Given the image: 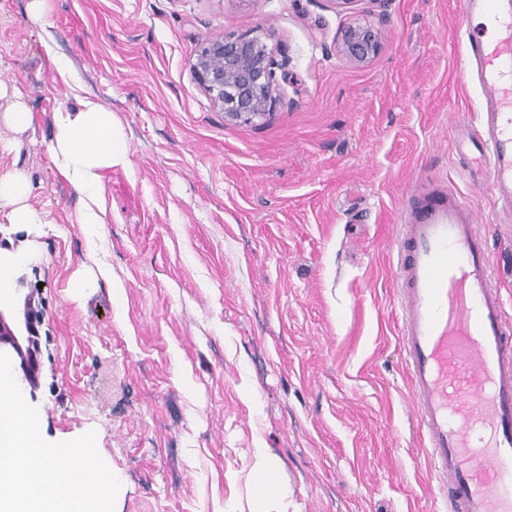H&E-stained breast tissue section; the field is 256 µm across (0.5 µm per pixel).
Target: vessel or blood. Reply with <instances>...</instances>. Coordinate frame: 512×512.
Here are the masks:
<instances>
[{"instance_id": "b4317fda", "label": "vessel or blood", "mask_w": 512, "mask_h": 512, "mask_svg": "<svg viewBox=\"0 0 512 512\" xmlns=\"http://www.w3.org/2000/svg\"><path fill=\"white\" fill-rule=\"evenodd\" d=\"M483 36L468 52L483 91L471 141L480 177L512 205V0H465ZM400 351L446 512H512V320L472 205L441 186L414 195L397 239Z\"/></svg>"}]
</instances>
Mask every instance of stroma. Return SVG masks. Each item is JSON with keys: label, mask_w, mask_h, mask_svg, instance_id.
<instances>
[{"label": "stroma", "mask_w": 512, "mask_h": 512, "mask_svg": "<svg viewBox=\"0 0 512 512\" xmlns=\"http://www.w3.org/2000/svg\"><path fill=\"white\" fill-rule=\"evenodd\" d=\"M382 15L375 57L337 56L345 27ZM230 31L288 62L266 119L225 121L193 77L200 41ZM0 86V113L18 97L33 116L0 175L23 169L43 217L0 207L46 317L31 404L46 441L95 432L114 512H261L260 443L293 512H438L400 356L412 193L472 202L512 317V213L468 175L481 88L462 0H48L39 18L0 0ZM83 96L125 136L94 233L49 153Z\"/></svg>", "instance_id": "35a3bbf8"}]
</instances>
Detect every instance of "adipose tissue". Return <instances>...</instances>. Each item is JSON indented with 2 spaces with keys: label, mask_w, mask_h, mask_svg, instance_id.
Wrapping results in <instances>:
<instances>
[{
  "label": "adipose tissue",
  "mask_w": 512,
  "mask_h": 512,
  "mask_svg": "<svg viewBox=\"0 0 512 512\" xmlns=\"http://www.w3.org/2000/svg\"><path fill=\"white\" fill-rule=\"evenodd\" d=\"M50 154L56 168L85 202L81 223L91 226L102 223L103 173L125 155L123 136L113 123L111 111L100 101L85 98L77 111L56 113ZM30 193L25 171L17 169L0 176V201L11 204V223L21 226L41 223V216L29 204ZM253 455L254 475L268 512H288L290 504L277 464L267 449H254Z\"/></svg>",
  "instance_id": "ef3b65f1"
}]
</instances>
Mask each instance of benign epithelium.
<instances>
[{
  "mask_svg": "<svg viewBox=\"0 0 512 512\" xmlns=\"http://www.w3.org/2000/svg\"><path fill=\"white\" fill-rule=\"evenodd\" d=\"M382 30L364 21L347 26L336 53L363 65L378 51ZM287 61L259 35L223 33L202 40L192 62L198 85L226 121L252 122L273 113L280 102V81L287 80ZM45 316L30 291L17 299H0V352L21 373V383L35 396L41 369V333Z\"/></svg>",
  "mask_w": 512,
  "mask_h": 512,
  "instance_id": "1",
  "label": "benign epithelium"
}]
</instances>
